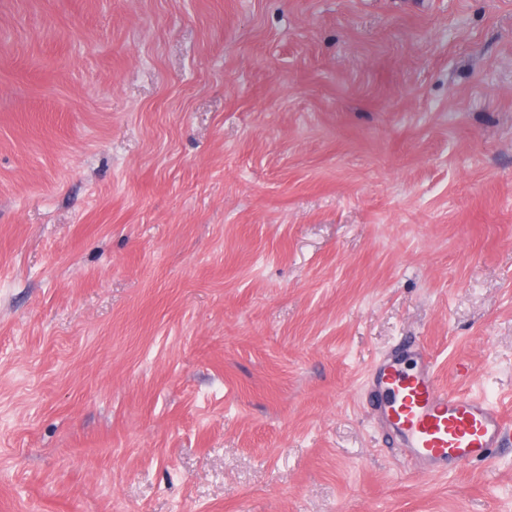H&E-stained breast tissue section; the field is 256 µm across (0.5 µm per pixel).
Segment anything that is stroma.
<instances>
[{
    "mask_svg": "<svg viewBox=\"0 0 512 512\" xmlns=\"http://www.w3.org/2000/svg\"><path fill=\"white\" fill-rule=\"evenodd\" d=\"M407 347L512 422V0H0V512H512ZM374 385L388 391L380 412L405 458L422 473H450L493 458L506 432L501 412L469 394L448 392L435 381L430 361L408 374L398 359L374 367Z\"/></svg>",
    "mask_w": 512,
    "mask_h": 512,
    "instance_id": "1",
    "label": "stroma"
}]
</instances>
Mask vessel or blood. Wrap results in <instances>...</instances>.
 I'll list each match as a JSON object with an SVG mask.
<instances>
[{"label": "vessel or blood", "mask_w": 512, "mask_h": 512, "mask_svg": "<svg viewBox=\"0 0 512 512\" xmlns=\"http://www.w3.org/2000/svg\"><path fill=\"white\" fill-rule=\"evenodd\" d=\"M373 381L389 393L381 415L419 472L450 473L489 461L505 439L506 422L495 406L439 387L431 366L409 374L388 357L376 363Z\"/></svg>", "instance_id": "vessel-or-blood-1"}]
</instances>
